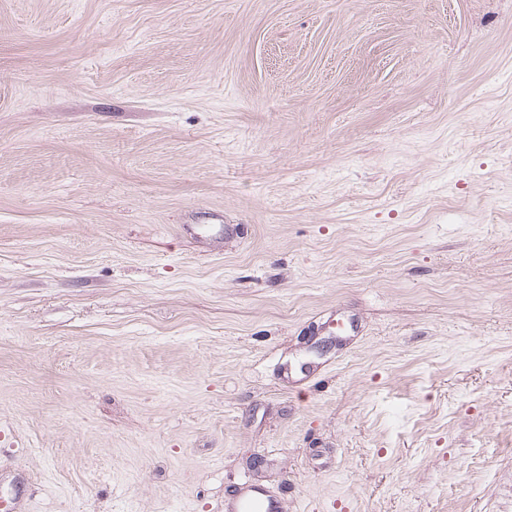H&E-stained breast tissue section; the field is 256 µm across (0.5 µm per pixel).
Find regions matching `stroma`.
<instances>
[{"label":"stroma","mask_w":512,"mask_h":512,"mask_svg":"<svg viewBox=\"0 0 512 512\" xmlns=\"http://www.w3.org/2000/svg\"><path fill=\"white\" fill-rule=\"evenodd\" d=\"M250 484L512 512V0H0V499Z\"/></svg>","instance_id":"obj_1"}]
</instances>
